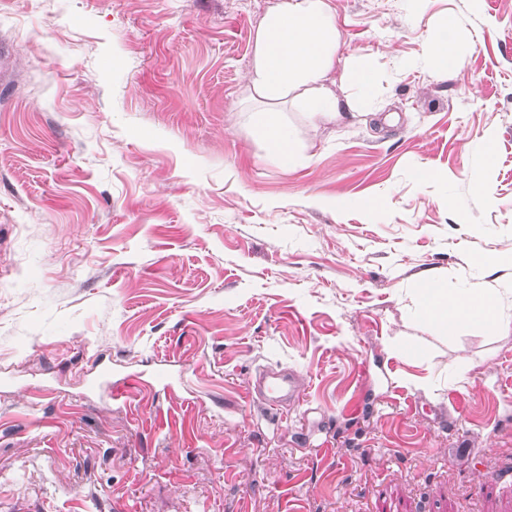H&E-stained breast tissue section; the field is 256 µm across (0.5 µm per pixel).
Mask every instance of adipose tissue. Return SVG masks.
Here are the masks:
<instances>
[{"mask_svg":"<svg viewBox=\"0 0 512 512\" xmlns=\"http://www.w3.org/2000/svg\"><path fill=\"white\" fill-rule=\"evenodd\" d=\"M339 48L340 32L331 0H279L260 23L246 91L249 99L261 104L251 116L253 134L278 167L289 169L303 159L281 118V105L299 107L316 126L378 121V113L370 109L378 87L375 69L361 55L340 59ZM335 71L344 86L340 94L328 83ZM422 292L420 317L444 334L455 332L464 323L502 336L512 334V319L503 316L491 293L470 291L451 297L433 279L423 281Z\"/></svg>","mask_w":512,"mask_h":512,"instance_id":"obj_1","label":"adipose tissue"}]
</instances>
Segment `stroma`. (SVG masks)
<instances>
[{"label": "stroma", "mask_w": 512, "mask_h": 512, "mask_svg": "<svg viewBox=\"0 0 512 512\" xmlns=\"http://www.w3.org/2000/svg\"><path fill=\"white\" fill-rule=\"evenodd\" d=\"M276 2L0 0V512H512V335L416 316L432 277L512 317V0H332L380 120L283 107L288 170L244 101ZM264 367L300 400L251 399ZM455 32L454 19L446 17L440 31L427 42L430 58L446 69H457L464 64V52L456 46L453 39H448Z\"/></svg>", "instance_id": "1"}]
</instances>
